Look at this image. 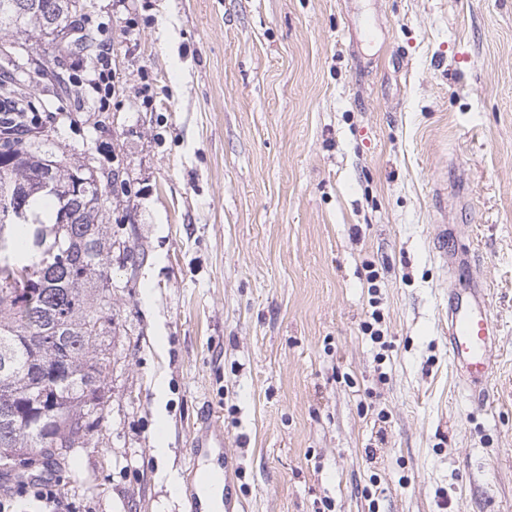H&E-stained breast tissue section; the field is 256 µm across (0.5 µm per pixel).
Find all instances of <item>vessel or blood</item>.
Wrapping results in <instances>:
<instances>
[{
  "instance_id": "vessel-or-blood-1",
  "label": "vessel or blood",
  "mask_w": 512,
  "mask_h": 512,
  "mask_svg": "<svg viewBox=\"0 0 512 512\" xmlns=\"http://www.w3.org/2000/svg\"><path fill=\"white\" fill-rule=\"evenodd\" d=\"M497 320L485 289L468 288L448 296V354L463 381L491 380L500 349L496 336ZM225 466L195 468L188 488L192 512H201L200 494L216 483H227Z\"/></svg>"
}]
</instances>
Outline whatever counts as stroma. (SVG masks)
I'll return each instance as SVG.
<instances>
[{
    "instance_id": "1",
    "label": "stroma",
    "mask_w": 512,
    "mask_h": 512,
    "mask_svg": "<svg viewBox=\"0 0 512 512\" xmlns=\"http://www.w3.org/2000/svg\"><path fill=\"white\" fill-rule=\"evenodd\" d=\"M83 2L115 83L23 56L65 79L26 88L38 141L125 188L112 362L59 505L6 512H189L212 416L239 512H512V0ZM443 231L500 323L484 405Z\"/></svg>"
}]
</instances>
